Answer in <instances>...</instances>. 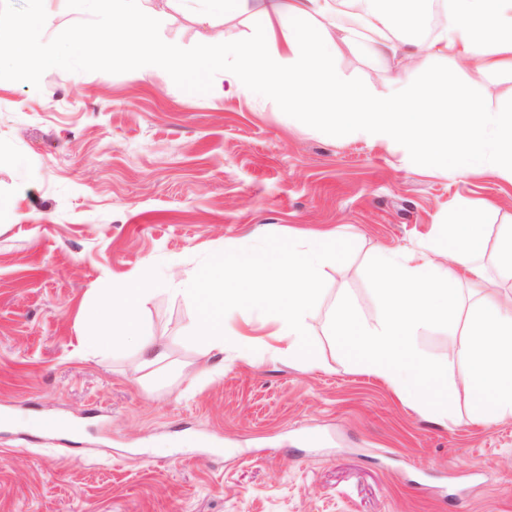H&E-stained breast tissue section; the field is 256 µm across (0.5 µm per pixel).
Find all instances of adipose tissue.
Listing matches in <instances>:
<instances>
[{
    "label": "adipose tissue",
    "instance_id": "1",
    "mask_svg": "<svg viewBox=\"0 0 512 512\" xmlns=\"http://www.w3.org/2000/svg\"><path fill=\"white\" fill-rule=\"evenodd\" d=\"M66 0H31L14 18L15 36L0 43V62L37 73L47 58L40 34ZM95 13L121 23L114 41L91 43L75 31L57 52L58 62L120 48V61L133 75L167 72L181 77L194 66L181 47L156 41L158 13L146 0H90ZM193 20L213 26L217 16L248 14L253 37L229 43L203 38L198 56L225 61L229 89L254 99L280 100L296 112L328 122L341 136L404 141L421 161L465 177L480 170L512 183V107L468 114L467 88L449 94L433 73L420 91L401 76L372 91L346 80L333 62L342 47L359 43L376 60L397 54L410 59L465 61L484 74L512 73V0H447L446 23L431 40L400 39L419 28L430 0H199ZM445 254L385 253L381 312L368 324L349 305L336 309L334 336L354 363L409 398H424L427 416L447 422L452 406L448 374L424 358L417 337L425 328L448 326L459 336L460 379L469 392L473 422L495 424L512 417V298L501 297L486 278L481 259L485 228L463 206L439 225ZM473 298L465 323H458L463 293Z\"/></svg>",
    "mask_w": 512,
    "mask_h": 512
}]
</instances>
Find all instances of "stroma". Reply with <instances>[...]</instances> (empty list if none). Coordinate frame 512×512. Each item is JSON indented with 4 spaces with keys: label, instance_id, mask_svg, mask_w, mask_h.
<instances>
[{
    "label": "stroma",
    "instance_id": "obj_1",
    "mask_svg": "<svg viewBox=\"0 0 512 512\" xmlns=\"http://www.w3.org/2000/svg\"><path fill=\"white\" fill-rule=\"evenodd\" d=\"M155 31L194 54L202 31L178 0ZM342 76L382 89L392 75L420 87L434 72L471 112L512 101V76L464 63L342 49ZM0 512H512V419H469L457 339L419 336L448 372L447 423L353 366L331 335L347 303L379 317L382 253L436 248L460 205L480 211L487 276L503 296L499 227L512 225V184L426 166L401 142L340 137L324 124L230 91L223 63L187 78L138 79L118 57L48 62L36 81L0 66ZM493 203L484 211V203ZM341 230L354 244L326 263L307 322L316 368L275 357L269 315L248 311L254 363L186 335L197 315L182 289L206 255L269 234ZM167 290L142 310L166 347L144 368L130 348L84 355L83 312L147 268ZM222 375L189 387L197 371ZM64 417L80 431H46Z\"/></svg>",
    "mask_w": 512,
    "mask_h": 512
}]
</instances>
